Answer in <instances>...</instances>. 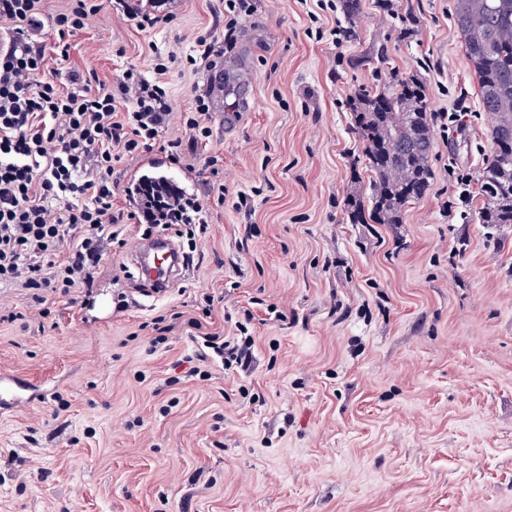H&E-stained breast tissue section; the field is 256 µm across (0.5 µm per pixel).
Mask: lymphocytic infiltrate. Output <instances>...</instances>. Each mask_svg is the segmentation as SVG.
Returning <instances> with one entry per match:
<instances>
[{
  "instance_id": "1",
  "label": "lymphocytic infiltrate",
  "mask_w": 512,
  "mask_h": 512,
  "mask_svg": "<svg viewBox=\"0 0 512 512\" xmlns=\"http://www.w3.org/2000/svg\"><path fill=\"white\" fill-rule=\"evenodd\" d=\"M44 0H0V24L13 37L0 44V285L21 284L38 303L91 282L103 256L104 234L126 223L114 210L122 155L156 144L171 99L157 64L150 80L135 67L110 82L75 70L69 39L102 10L101 0H71L53 19L52 42L38 39ZM207 202L154 187L142 200L145 223L172 231L189 251L210 230ZM73 247L67 257L59 251ZM205 348L225 365L248 359L251 337L227 338L192 320Z\"/></svg>"
}]
</instances>
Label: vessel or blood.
Here are the masks:
<instances>
[{
    "instance_id": "1",
    "label": "vessel or blood",
    "mask_w": 512,
    "mask_h": 512,
    "mask_svg": "<svg viewBox=\"0 0 512 512\" xmlns=\"http://www.w3.org/2000/svg\"><path fill=\"white\" fill-rule=\"evenodd\" d=\"M129 263L147 292L154 297L168 294L185 269V258L175 241L167 235L137 239L128 252ZM19 380L8 371L0 372V411L17 404Z\"/></svg>"
}]
</instances>
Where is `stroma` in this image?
<instances>
[{
  "label": "stroma",
  "mask_w": 512,
  "mask_h": 512,
  "mask_svg": "<svg viewBox=\"0 0 512 512\" xmlns=\"http://www.w3.org/2000/svg\"><path fill=\"white\" fill-rule=\"evenodd\" d=\"M249 2L210 67L182 57L223 36L224 0H104L72 39L69 67L103 81L179 55L161 138L183 140V157L123 156L112 204L137 210L131 189L159 172L207 200L210 234L159 302L129 273L141 224L49 316L30 290L0 288L19 315L0 324V370L26 384L0 416V512H512V224L480 223L458 198L492 136L455 0H363L352 23L342 0ZM133 3L172 21L140 31ZM404 72L427 87L429 191L403 223H351L370 181L349 99ZM237 80L252 110L225 134L235 99L213 95L209 143H188L181 113ZM242 193L251 209H235ZM174 312L151 345L142 323ZM192 318L224 336L247 322L249 371L200 359Z\"/></svg>",
  "instance_id": "stroma-1"
}]
</instances>
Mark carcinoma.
<instances>
[{
    "label": "carcinoma",
    "instance_id": "obj_1",
    "mask_svg": "<svg viewBox=\"0 0 512 512\" xmlns=\"http://www.w3.org/2000/svg\"><path fill=\"white\" fill-rule=\"evenodd\" d=\"M455 22L492 122L493 150L479 179L483 224H512V0H456ZM371 178L369 202L349 203L354 224H401L432 179L433 122L416 74L361 88L349 103Z\"/></svg>",
    "mask_w": 512,
    "mask_h": 512
}]
</instances>
